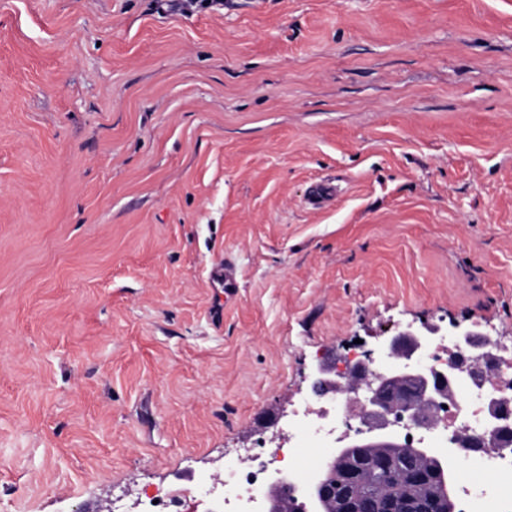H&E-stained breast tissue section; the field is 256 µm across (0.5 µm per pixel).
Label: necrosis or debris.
<instances>
[{"mask_svg": "<svg viewBox=\"0 0 512 512\" xmlns=\"http://www.w3.org/2000/svg\"><path fill=\"white\" fill-rule=\"evenodd\" d=\"M512 385V354L502 357L496 369L483 381L457 387L446 406L434 408L436 426L432 447L448 450L455 435L463 434L471 446L464 451L463 468L479 470L483 479L461 485L456 512H512V447L496 445L490 422L491 403L497 389ZM346 410L345 401L316 405L304 399L293 445L282 456L264 448L245 449L243 455L224 464L221 482L224 503L233 512H258L261 494L273 469H288L297 482H304L329 457L331 420Z\"/></svg>", "mask_w": 512, "mask_h": 512, "instance_id": "1", "label": "necrosis or debris"}]
</instances>
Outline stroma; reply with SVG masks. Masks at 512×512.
<instances>
[{
	"mask_svg": "<svg viewBox=\"0 0 512 512\" xmlns=\"http://www.w3.org/2000/svg\"><path fill=\"white\" fill-rule=\"evenodd\" d=\"M453 322L512 344V0H0V512H144Z\"/></svg>",
	"mask_w": 512,
	"mask_h": 512,
	"instance_id": "obj_1",
	"label": "stroma"
}]
</instances>
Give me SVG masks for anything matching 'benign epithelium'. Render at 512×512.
Segmentation results:
<instances>
[{
    "mask_svg": "<svg viewBox=\"0 0 512 512\" xmlns=\"http://www.w3.org/2000/svg\"><path fill=\"white\" fill-rule=\"evenodd\" d=\"M435 336H452L458 350L466 357H450L448 368L434 370L420 365V355ZM504 349L498 341L487 339L481 324L452 326L444 330L439 325L422 324L417 329L401 331L385 341L378 349L364 351L363 359L343 372H336V361L320 360L312 369L310 390L314 396L325 394H357V412L346 417L344 438L355 440L336 449L328 464L302 491L290 475L278 474L265 488L266 512H282V496L287 493L305 512H413L415 503L409 498L385 497L379 502L360 503L354 495L366 460L376 448H401L408 457L432 459L438 454L418 443L409 444L412 427H434L432 409L447 399L457 384L472 381L490 373ZM385 354L391 360L388 368L377 373L371 369L376 356ZM491 416L499 421L495 430L506 436L512 430V396L505 394L493 402ZM384 467H399L416 483L428 482L426 474L417 466L406 467L403 462L386 455L377 456ZM344 474V481L331 482L336 470Z\"/></svg>",
    "mask_w": 512,
    "mask_h": 512,
    "instance_id": "1",
    "label": "benign epithelium"
}]
</instances>
